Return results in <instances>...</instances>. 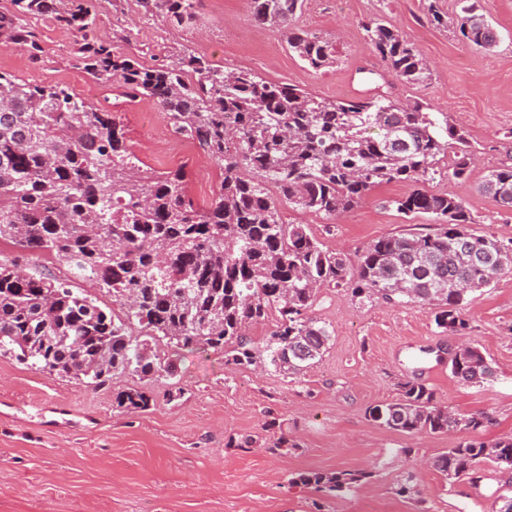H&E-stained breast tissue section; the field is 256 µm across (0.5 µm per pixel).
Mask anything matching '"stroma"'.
Listing matches in <instances>:
<instances>
[{
    "label": "stroma",
    "mask_w": 512,
    "mask_h": 512,
    "mask_svg": "<svg viewBox=\"0 0 512 512\" xmlns=\"http://www.w3.org/2000/svg\"><path fill=\"white\" fill-rule=\"evenodd\" d=\"M95 6L98 39L145 65L190 50L215 66L248 69L330 100L369 93L368 73L381 64L363 24L383 19L418 49L430 72L421 85L390 79L391 95L444 110L477 150L467 180L454 178L445 159L427 190L462 197L477 230L512 237V208L480 190L490 171L512 165V0H479L499 36L489 50L430 23L425 0H305L294 27L332 38L340 57L336 67L319 71L289 51L282 28L254 22L248 0H200L196 21L186 28L145 16L137 0H96ZM27 25L42 58L7 47L0 71L89 97L119 118L149 167H184L195 200L212 198L218 168L172 133L152 101H126L119 82L76 68L80 36L56 27L50 16ZM413 188L410 182L376 186L332 222L288 206L281 214L285 223L308 225L353 267L378 237L428 232L427 217L410 220L391 205ZM311 315L329 325L330 347L319 362L288 377L162 340L155 350L175 363V377L116 378L103 387L0 357V512H493L498 497L512 493V472L487 466L475 484L446 481L432 467L459 433L408 435L367 416L369 407L398 399L401 382L416 377L450 412L490 416L478 440L512 435V272L475 295L467 307L470 328L459 335L437 328L431 306L377 296L361 302L341 288L321 289ZM462 342L491 363L492 383L467 385L451 375L448 355ZM134 385L150 396L149 409H118L117 394ZM246 437L252 446L239 447ZM280 437L286 447L267 452ZM338 470L366 477L332 496L288 483L297 473ZM409 475L419 496L398 492Z\"/></svg>",
    "instance_id": "obj_1"
}]
</instances>
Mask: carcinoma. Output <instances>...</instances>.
<instances>
[{
    "mask_svg": "<svg viewBox=\"0 0 512 512\" xmlns=\"http://www.w3.org/2000/svg\"><path fill=\"white\" fill-rule=\"evenodd\" d=\"M50 2L12 0L15 11L0 14V44L38 58L41 46L23 18L54 13L58 26L81 35L77 60L86 73L119 81L132 100L155 102L173 131L214 161L221 182L200 205L185 168L142 167L114 113L87 105L67 85L0 72V244L50 254L65 267L24 274L15 259L0 258L1 357L99 387L116 376L176 375L175 364L154 351L165 340L293 375L313 365L331 339L329 327L309 315L322 287L432 305L436 326L457 335L469 328V296L512 271V238L472 229L474 217L454 195L417 189L389 201L409 219L428 216L433 228L373 240L354 269L308 225L281 218L280 199L333 220L377 185L434 179L448 155L453 177L466 180L474 147L432 105L402 102L379 85L366 97L328 100L193 53L146 67L94 38L96 16L83 4L60 11ZM255 4V21L286 29L289 50L310 67L336 64L332 39L292 28L303 0ZM197 5L140 0L145 12L177 27L193 24ZM455 30L476 47L496 43L473 0H464ZM364 31L384 70L406 84L428 80L423 59L398 31L381 19ZM481 190L512 208V167L492 171ZM73 277L109 294L112 307L72 288ZM273 314L261 342L246 336ZM450 368L464 383L493 377L476 346L451 355ZM116 405L144 411L150 397L129 387ZM368 417L405 434L473 433L490 422L484 413L452 414L418 380L401 383L399 399L368 409ZM484 465L512 471V435L463 438L434 461L443 477L475 484ZM365 477L308 472L288 483L336 494Z\"/></svg>",
    "mask_w": 512,
    "mask_h": 512,
    "instance_id": "obj_1",
    "label": "carcinoma"
}]
</instances>
